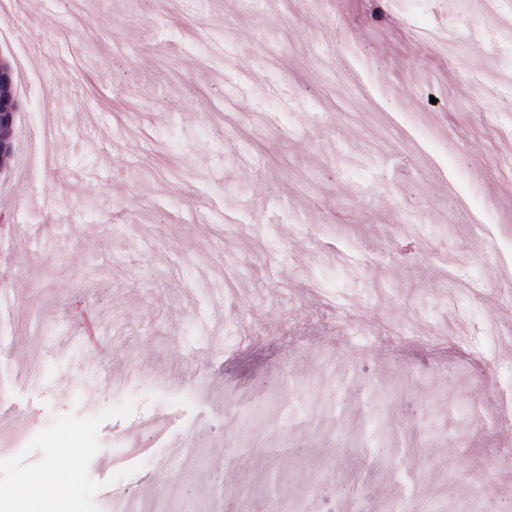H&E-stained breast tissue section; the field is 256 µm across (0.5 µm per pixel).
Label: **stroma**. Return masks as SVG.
<instances>
[{
	"mask_svg": "<svg viewBox=\"0 0 512 512\" xmlns=\"http://www.w3.org/2000/svg\"><path fill=\"white\" fill-rule=\"evenodd\" d=\"M457 2L11 0L0 57L23 54L39 131L32 168L0 176L11 512L65 454L82 512L110 490L141 512L512 499V471L472 489L503 442L486 404H512L491 327H512V41ZM91 305L122 389L57 349ZM157 412L165 468L118 463Z\"/></svg>",
	"mask_w": 512,
	"mask_h": 512,
	"instance_id": "1",
	"label": "stroma"
}]
</instances>
